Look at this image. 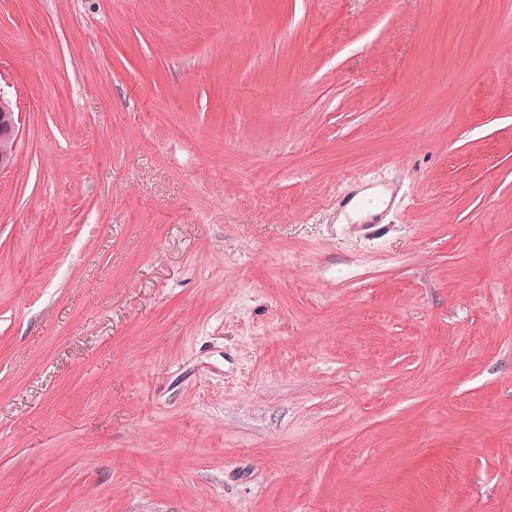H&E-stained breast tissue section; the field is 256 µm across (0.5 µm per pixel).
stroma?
Segmentation results:
<instances>
[{
	"instance_id": "35a3bbf8",
	"label": "stroma",
	"mask_w": 512,
	"mask_h": 512,
	"mask_svg": "<svg viewBox=\"0 0 512 512\" xmlns=\"http://www.w3.org/2000/svg\"><path fill=\"white\" fill-rule=\"evenodd\" d=\"M0 512H512V0H0ZM11 100L0 91V173L11 169L15 162L18 119Z\"/></svg>"
}]
</instances>
